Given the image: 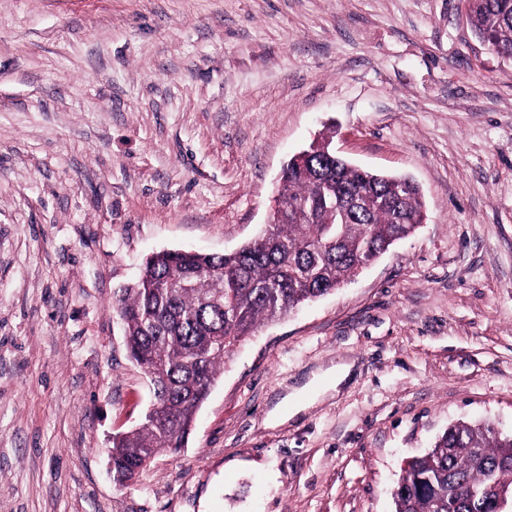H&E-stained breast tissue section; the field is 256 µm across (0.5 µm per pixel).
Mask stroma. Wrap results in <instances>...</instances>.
<instances>
[{
	"label": "stroma",
	"mask_w": 512,
	"mask_h": 512,
	"mask_svg": "<svg viewBox=\"0 0 512 512\" xmlns=\"http://www.w3.org/2000/svg\"><path fill=\"white\" fill-rule=\"evenodd\" d=\"M320 134L425 224L259 327L117 486L153 393L115 292L257 236ZM459 421L512 433V60L460 0H0V512H394Z\"/></svg>",
	"instance_id": "1"
}]
</instances>
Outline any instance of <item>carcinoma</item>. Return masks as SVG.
Returning <instances> with one entry per match:
<instances>
[{
	"label": "carcinoma",
	"mask_w": 512,
	"mask_h": 512,
	"mask_svg": "<svg viewBox=\"0 0 512 512\" xmlns=\"http://www.w3.org/2000/svg\"><path fill=\"white\" fill-rule=\"evenodd\" d=\"M466 20L494 52L512 60V0H467ZM312 144L288 161L282 205L294 217L269 225L228 254L159 251L120 290L113 308L130 357L158 379L163 406L112 439L118 486L146 468L148 453L184 447L224 359L259 325L340 287L373 255L406 238L423 209L407 179L328 156ZM471 488L484 497L469 499ZM394 512H498L512 501V434L457 422L412 458L393 489Z\"/></svg>",
	"instance_id": "cac0c4a2"
}]
</instances>
